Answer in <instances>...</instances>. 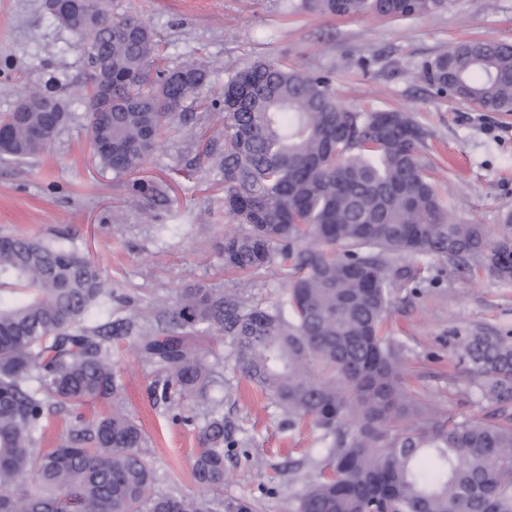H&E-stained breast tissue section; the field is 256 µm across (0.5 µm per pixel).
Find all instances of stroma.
<instances>
[{
  "label": "stroma",
  "mask_w": 512,
  "mask_h": 512,
  "mask_svg": "<svg viewBox=\"0 0 512 512\" xmlns=\"http://www.w3.org/2000/svg\"><path fill=\"white\" fill-rule=\"evenodd\" d=\"M113 18L150 25L162 63L185 56L210 70L199 93L205 111L168 128L145 166V179L166 182L174 204L145 220L127 186L92 159L86 110L88 68L70 33L47 14L44 0H0V114L38 89L63 100L68 118L35 159L0 158V229L73 247L112 284V295L85 317L87 326L134 314L168 319L184 289L206 285L235 292L241 275L224 269V217L216 169L205 145L222 140L224 113L212 107L227 78L258 60L333 74V89L356 110H402L427 133L422 159L457 217L490 226L512 211V113L483 112L434 93L420 77L424 62L467 40L512 42V0H448L446 8L405 18L326 16L305 0H106ZM424 288L394 289L386 328L405 346L409 385L421 400L457 418L482 407L461 359L462 337L478 331L512 335V283L478 268L454 270L415 260ZM249 303L272 308L285 291L281 265L250 276ZM201 356L219 364L221 382L206 397L162 401L151 389L160 373L138 348L135 333L112 339L113 370L127 409L152 443L159 489L201 496L193 461L212 411L224 417L235 447L224 451L227 496L256 512H296L326 456L320 430L288 417L236 370L227 336L202 334Z\"/></svg>",
  "instance_id": "35a3bbf8"
}]
</instances>
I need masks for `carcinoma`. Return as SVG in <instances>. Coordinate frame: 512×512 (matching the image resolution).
<instances>
[{"instance_id": "carcinoma-1", "label": "carcinoma", "mask_w": 512, "mask_h": 512, "mask_svg": "<svg viewBox=\"0 0 512 512\" xmlns=\"http://www.w3.org/2000/svg\"><path fill=\"white\" fill-rule=\"evenodd\" d=\"M110 20L105 0H88ZM332 16L411 17L446 0H309ZM112 21V20H110ZM98 92L87 97L93 158L116 179L139 173L175 118L194 116L208 68L188 58L153 71V30L125 17L74 30ZM437 94L485 112H512V43L460 42L427 61ZM32 91L26 112L0 116V155L37 157L65 117ZM111 107L96 122L98 101ZM224 142L208 143L224 186V267L254 273L280 258L286 297L248 305L199 286L183 291L162 330L141 328L138 346L166 371L160 398L206 391L215 367L187 330L231 337L235 367L291 421L310 417L329 448L327 472L298 512H512V336L463 338L462 357L485 403L482 417H448L427 407L404 376V346L383 332L391 290L419 282L394 258L422 255L458 266L472 260L512 282V213L495 229L456 218L426 174V133L403 111L346 107L329 72L274 61L224 82ZM147 215L170 206L167 184L134 181ZM112 296L85 254L13 232L0 233V512H254L224 497V421L214 417L194 461L208 497L154 490L147 440L124 410L110 343L128 333L87 327ZM112 411L73 426L53 448L36 443L46 415L94 399Z\"/></svg>"}]
</instances>
